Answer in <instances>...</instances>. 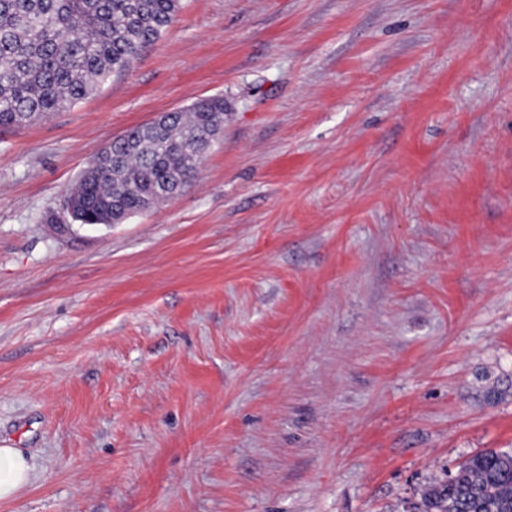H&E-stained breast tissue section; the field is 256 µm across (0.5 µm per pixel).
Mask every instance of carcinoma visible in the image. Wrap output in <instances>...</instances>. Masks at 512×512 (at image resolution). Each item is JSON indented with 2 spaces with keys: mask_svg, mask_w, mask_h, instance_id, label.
I'll return each mask as SVG.
<instances>
[{
  "mask_svg": "<svg viewBox=\"0 0 512 512\" xmlns=\"http://www.w3.org/2000/svg\"><path fill=\"white\" fill-rule=\"evenodd\" d=\"M180 0H0V127L34 123L88 96L171 26ZM224 125L209 97L133 126L69 193L74 221L102 224L178 195ZM414 512H512V450L471 455L434 477Z\"/></svg>",
  "mask_w": 512,
  "mask_h": 512,
  "instance_id": "carcinoma-1",
  "label": "carcinoma"
}]
</instances>
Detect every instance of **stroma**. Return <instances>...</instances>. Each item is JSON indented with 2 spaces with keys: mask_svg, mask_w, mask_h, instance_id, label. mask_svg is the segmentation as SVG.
Wrapping results in <instances>:
<instances>
[{
  "mask_svg": "<svg viewBox=\"0 0 512 512\" xmlns=\"http://www.w3.org/2000/svg\"><path fill=\"white\" fill-rule=\"evenodd\" d=\"M224 129L177 197L63 207L128 128ZM0 512H408L512 448V0H182L0 127ZM32 478V466L18 449L0 448V500L14 497Z\"/></svg>",
  "mask_w": 512,
  "mask_h": 512,
  "instance_id": "stroma-1",
  "label": "stroma"
}]
</instances>
